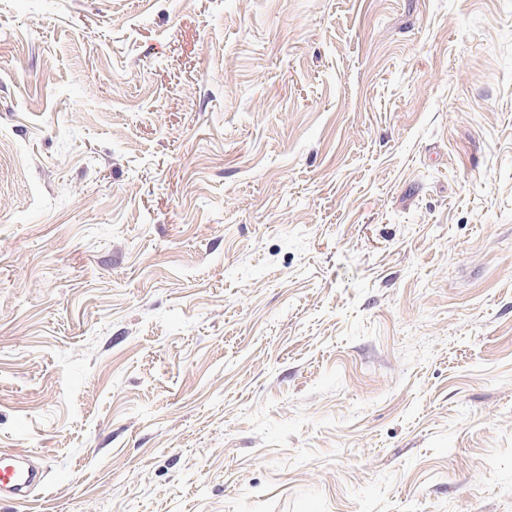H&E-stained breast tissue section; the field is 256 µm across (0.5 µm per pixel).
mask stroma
I'll list each match as a JSON object with an SVG mask.
<instances>
[{"label":"stroma","instance_id":"35a3bbf8","mask_svg":"<svg viewBox=\"0 0 512 512\" xmlns=\"http://www.w3.org/2000/svg\"><path fill=\"white\" fill-rule=\"evenodd\" d=\"M0 512H512V0H0ZM14 448H0V500H28L45 481L40 467L28 465Z\"/></svg>","mask_w":512,"mask_h":512}]
</instances>
